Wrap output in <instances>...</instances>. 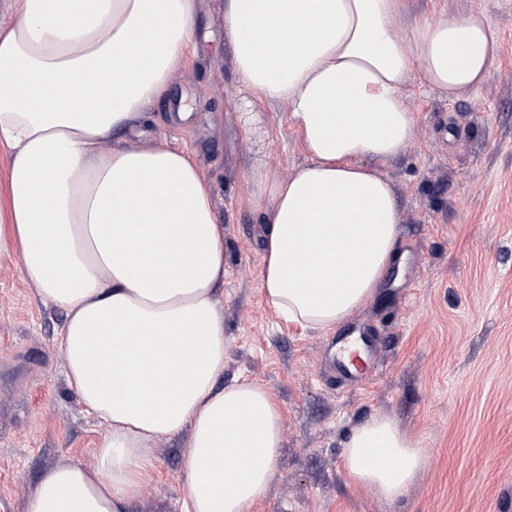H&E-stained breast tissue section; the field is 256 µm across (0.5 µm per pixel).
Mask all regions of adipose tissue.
<instances>
[{"mask_svg":"<svg viewBox=\"0 0 512 512\" xmlns=\"http://www.w3.org/2000/svg\"><path fill=\"white\" fill-rule=\"evenodd\" d=\"M406 0H224L242 92L284 106L308 161L256 170L261 286L276 315L326 331L373 300L399 258V207L375 169L414 138L410 73L454 99L500 49L486 11L398 27ZM0 26V254L66 315L69 385L107 426L89 468H48L24 512H127L151 446L185 438L184 512H252L282 448V416L224 373V228L191 153L132 142L196 50L197 0H7ZM128 140L112 145L113 136ZM349 480L400 498L429 451L389 417L354 427Z\"/></svg>","mask_w":512,"mask_h":512,"instance_id":"obj_1","label":"adipose tissue"}]
</instances>
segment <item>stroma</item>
I'll list each match as a JSON object with an SVG mask.
<instances>
[{
    "mask_svg": "<svg viewBox=\"0 0 512 512\" xmlns=\"http://www.w3.org/2000/svg\"><path fill=\"white\" fill-rule=\"evenodd\" d=\"M217 0H198L199 51L152 103L145 138L188 147L213 186L224 226V374L266 388L283 419L276 474L252 512H512V0H409L406 20L485 9L500 33L487 80L448 101L417 74L402 86L413 140L380 163L396 193L402 260L374 299L341 326L302 330L278 318L260 287L262 205L253 169L291 174L307 155L283 109L237 90ZM63 311L0 255V496L14 512L50 467H92L106 427L69 386ZM362 333L380 368L342 384L337 337ZM392 418L430 450L401 498L347 477L349 430ZM184 442L158 439L129 512H181Z\"/></svg>",
    "mask_w": 512,
    "mask_h": 512,
    "instance_id": "stroma-1",
    "label": "stroma"
}]
</instances>
